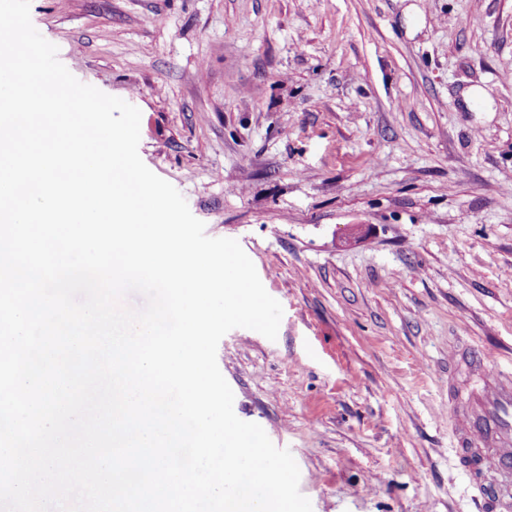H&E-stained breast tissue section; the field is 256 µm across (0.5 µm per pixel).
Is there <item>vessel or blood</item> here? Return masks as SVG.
<instances>
[{"label": "vessel or blood", "instance_id": "b4317fda", "mask_svg": "<svg viewBox=\"0 0 512 512\" xmlns=\"http://www.w3.org/2000/svg\"><path fill=\"white\" fill-rule=\"evenodd\" d=\"M461 357L484 374L482 386L456 414L454 446L464 459L461 472L484 512H512V373L496 370L498 354L490 348H466Z\"/></svg>", "mask_w": 512, "mask_h": 512}]
</instances>
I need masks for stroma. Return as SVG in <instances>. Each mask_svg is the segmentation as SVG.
<instances>
[{
  "mask_svg": "<svg viewBox=\"0 0 512 512\" xmlns=\"http://www.w3.org/2000/svg\"><path fill=\"white\" fill-rule=\"evenodd\" d=\"M139 155L284 310L217 363L312 512H481L460 345L512 367V0H31ZM482 89L485 101L463 94Z\"/></svg>",
  "mask_w": 512,
  "mask_h": 512,
  "instance_id": "obj_1",
  "label": "stroma"
}]
</instances>
